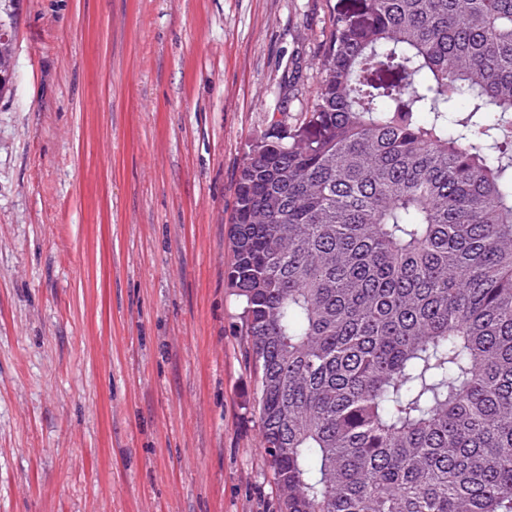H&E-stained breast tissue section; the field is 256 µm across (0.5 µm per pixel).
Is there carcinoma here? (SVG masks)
<instances>
[{"label": "carcinoma", "instance_id": "carcinoma-1", "mask_svg": "<svg viewBox=\"0 0 512 512\" xmlns=\"http://www.w3.org/2000/svg\"><path fill=\"white\" fill-rule=\"evenodd\" d=\"M320 71L230 219L279 512H512V0H336Z\"/></svg>", "mask_w": 512, "mask_h": 512}]
</instances>
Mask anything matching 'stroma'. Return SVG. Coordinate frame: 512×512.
<instances>
[{
  "instance_id": "obj_1",
  "label": "stroma",
  "mask_w": 512,
  "mask_h": 512,
  "mask_svg": "<svg viewBox=\"0 0 512 512\" xmlns=\"http://www.w3.org/2000/svg\"><path fill=\"white\" fill-rule=\"evenodd\" d=\"M334 0H12L0 512H279L227 286L250 144L313 103Z\"/></svg>"
}]
</instances>
